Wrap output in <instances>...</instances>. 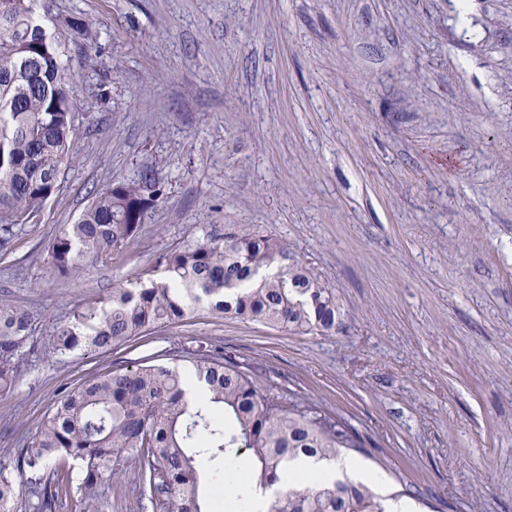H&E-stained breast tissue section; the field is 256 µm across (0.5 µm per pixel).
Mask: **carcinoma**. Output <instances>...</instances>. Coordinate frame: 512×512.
<instances>
[{"label": "carcinoma", "mask_w": 512, "mask_h": 512, "mask_svg": "<svg viewBox=\"0 0 512 512\" xmlns=\"http://www.w3.org/2000/svg\"><path fill=\"white\" fill-rule=\"evenodd\" d=\"M42 0H0V248H8L59 187L55 175L73 160L74 104L64 51L42 24ZM162 195L149 170L109 185L48 245L46 260L63 283L85 266L133 244ZM288 243L259 224H203L182 246L160 252L151 267L106 298L85 302L57 323L47 343L36 318L0 298V398L14 393L18 368L38 350L63 359L76 351L135 350L153 331L200 305L213 312L298 334L330 336L341 325L332 287L295 261ZM189 375L205 384L210 405L188 400L184 375L145 354L112 364L67 388L43 418L15 467L0 463V512H101V483L139 478L140 496L159 512H210L202 483L245 503L278 481L284 462L342 460L365 453L366 439L340 416L325 414L289 390L261 381V369L209 339L184 351ZM250 479H237L241 454ZM71 459L81 477L60 469ZM42 474L27 496L15 473ZM271 512H387L372 487L348 478L274 492Z\"/></svg>", "instance_id": "cac0c4a2"}]
</instances>
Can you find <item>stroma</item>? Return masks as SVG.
<instances>
[{"instance_id":"35a3bbf8","label":"stroma","mask_w":512,"mask_h":512,"mask_svg":"<svg viewBox=\"0 0 512 512\" xmlns=\"http://www.w3.org/2000/svg\"><path fill=\"white\" fill-rule=\"evenodd\" d=\"M45 23L74 69L75 159L0 252L38 339L200 225H262L334 288L335 334L200 308L147 352L176 368L211 338L342 415L410 512H512V0H47ZM147 168L163 195L135 244L61 283L60 226ZM114 359L23 360L0 461Z\"/></svg>"}]
</instances>
